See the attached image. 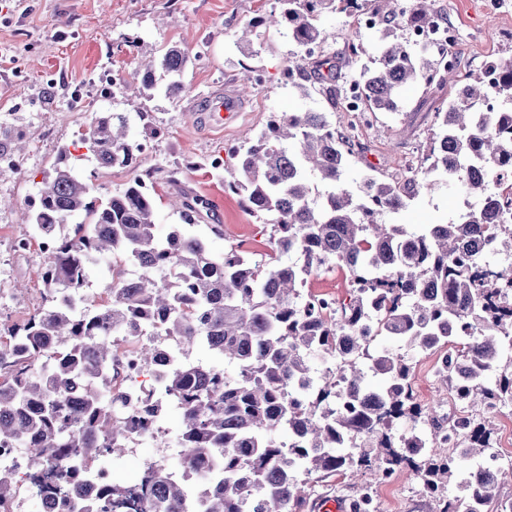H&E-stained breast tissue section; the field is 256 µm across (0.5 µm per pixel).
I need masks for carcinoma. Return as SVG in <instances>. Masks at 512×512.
I'll use <instances>...</instances> for the list:
<instances>
[{
    "mask_svg": "<svg viewBox=\"0 0 512 512\" xmlns=\"http://www.w3.org/2000/svg\"><path fill=\"white\" fill-rule=\"evenodd\" d=\"M281 11L247 23L239 45L260 25L288 27L296 46L286 67L288 86L305 102L324 104L298 112H274L266 127L245 137L224 166V187L271 226L267 246L297 263L263 264L231 248L213 253L206 238L174 227L165 234L155 223L154 198L136 176L121 191L101 198L94 184L62 151L43 179L34 204L21 220L58 236L45 257L43 301L24 320L0 327L23 340L15 356L0 349V441L28 444V466L50 471L65 450L74 460L96 462L102 451L119 456L133 423L112 409L107 380L119 366L118 352L99 330L114 336L170 337L181 343L185 361L171 369L164 388L180 398L182 427L176 437L184 462L171 468L166 457L149 465L145 484H112V503L133 499L141 512H184L191 489L176 469L212 456L223 467L199 476L201 512H299L311 476L349 475L361 487L372 478L405 474L423 482L434 512H473L465 495L443 491L462 471L480 512H512V498L498 491L497 475L480 469L493 456L495 428L477 418L512 403V265L492 275L474 258L483 236L497 253L512 256V222L502 220L512 205V184L496 179L503 158L512 159V64L494 90L484 74L464 85L457 98L435 113L437 131L426 153L409 165L403 182L376 175L362 190L346 182L352 134L332 117L348 76L336 56H304L303 44L326 37L321 18L337 10H368L379 17L382 37L372 65L359 76L373 113L402 111L411 85L441 89L453 72L435 57L413 50L404 32L433 27V0H280ZM356 64L366 55L364 35L347 43ZM187 56L170 47L140 65L132 76L139 95L149 98L156 73L167 77L164 96L185 92ZM127 112H96L87 143L93 170L127 169L137 160ZM23 134L0 127V158L21 159ZM459 186L466 207L446 224L411 230L388 224L420 191L440 183ZM172 206L193 225L209 202L180 192ZM106 264L108 298L85 299L90 266ZM336 267L346 276L369 270L364 285L335 300L325 318L307 300L308 278ZM386 337L421 351L447 350L439 378L456 387L466 410L459 425L445 426L436 403L421 404L412 367L392 350L370 353ZM196 350L214 362L192 357ZM322 353L331 366L315 376L311 356ZM379 383L373 385L368 376ZM76 376L90 381L76 407L62 410V388ZM353 388V403L336 405V380ZM426 426L435 441L458 431L462 446L403 450L398 424ZM15 495V478L0 471V505Z\"/></svg>",
    "mask_w": 512,
    "mask_h": 512,
    "instance_id": "obj_1",
    "label": "carcinoma"
}]
</instances>
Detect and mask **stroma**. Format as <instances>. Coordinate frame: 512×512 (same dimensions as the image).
<instances>
[{
	"label": "stroma",
	"instance_id": "obj_1",
	"mask_svg": "<svg viewBox=\"0 0 512 512\" xmlns=\"http://www.w3.org/2000/svg\"><path fill=\"white\" fill-rule=\"evenodd\" d=\"M451 2L450 19L464 34L456 49L463 73L479 72L493 58H512V0H500L502 9L496 14L487 13L485 0ZM277 8L276 0H0V125L15 127L29 143L22 160L25 177L0 173V198L11 202L0 208V307H19L24 318L41 303L43 256L35 249L14 251V240L33 232L32 225L19 221L17 210L35 199L60 151L76 158L86 154L81 135L89 118L73 110L70 99L76 90L91 94L104 72L116 73L119 82L111 95L93 97L91 110L132 113L130 133L136 142L146 140L144 122L158 126L159 133L149 139L152 150L140 158L137 172H99L97 194L122 188L132 175H150L160 232L180 224L171 202L182 190L211 201L191 231L209 237L214 253L236 246L262 252L269 228L245 209L238 195L225 191L223 174L212 170L209 160L239 146L245 134L259 132L269 113L301 108L284 76L295 51L287 29L258 28L250 58L236 44L240 26ZM131 38L140 51L158 56L175 45L189 58L187 90L180 101L160 93L142 101L125 94L123 83L135 59L127 47ZM249 68L260 71L264 82L246 94L242 83ZM457 90L452 82L434 92L418 85L407 88L402 111L380 115L375 128L359 136L361 148L350 160L348 185L359 188L372 171L402 178L406 160L423 153L435 112L455 99ZM234 94L240 97L239 109L222 128L200 122L210 100ZM138 109L147 113V121L135 117ZM172 170L179 180L175 186L167 181ZM461 205L459 195L440 188L420 193L389 221L410 228L445 223ZM214 224L222 225L223 237L211 235ZM162 456L174 462L178 451L148 442L127 449L112 466L113 482L135 481L145 464ZM377 493L379 512L433 509L415 480L400 477L378 484Z\"/></svg>",
	"mask_w": 512,
	"mask_h": 512
}]
</instances>
